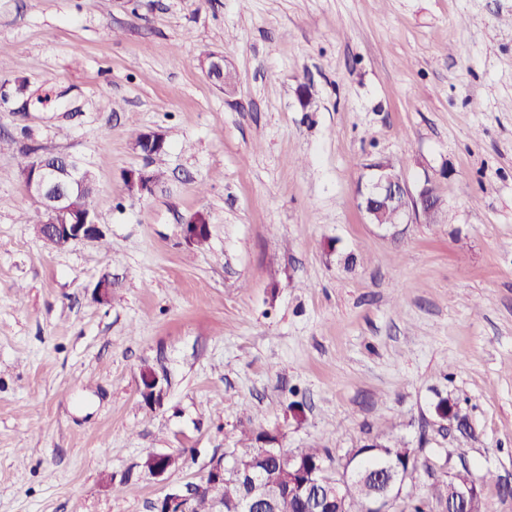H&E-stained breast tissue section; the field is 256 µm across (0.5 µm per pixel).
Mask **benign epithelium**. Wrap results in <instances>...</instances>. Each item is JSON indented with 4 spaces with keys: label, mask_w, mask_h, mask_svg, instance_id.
<instances>
[{
    "label": "benign epithelium",
    "mask_w": 512,
    "mask_h": 512,
    "mask_svg": "<svg viewBox=\"0 0 512 512\" xmlns=\"http://www.w3.org/2000/svg\"><path fill=\"white\" fill-rule=\"evenodd\" d=\"M207 76L221 89L234 85V73L224 67V56L213 53L203 61ZM34 161L24 176V187L27 194L36 200L42 212V221L37 225L39 235H53L61 246L72 243L94 240L102 233L95 220V213L81 206L78 194L86 185L87 171L66 154L33 155ZM373 172L368 184L359 191V207L368 216L371 223H380L379 204L389 202L396 212L405 216L417 215L430 207L431 199L427 193V185H422L417 194H412L402 176L389 168L383 161H373L367 165ZM112 290V275H102L95 285L94 297L97 303L104 304L109 300ZM147 381L151 388H140L144 402L152 407L159 406L164 399V388L154 372H149ZM265 456L276 457L284 470L287 485L269 483L259 475L240 469L234 463H226L224 459L215 460L208 472V485L216 489L224 483V476L231 474L239 480L245 489L243 498L232 507L234 512H276L279 497L285 488H290L308 505V512H332V505H337V512H346V503L352 477L344 474L340 479L333 480L327 465L311 464L295 452H287L282 448H264ZM167 458L165 454L147 456L148 472L156 478L166 479L169 470L162 465ZM414 473L406 470L398 462L388 478L382 481L381 488L373 490L369 499L370 512H393L396 503L403 497L408 480ZM195 486L175 489L158 501V512H190L192 496L190 491ZM482 493V480L473 476L466 484L448 487L444 497L437 506V512H456L462 508L464 512H474V507Z\"/></svg>",
    "instance_id": "7a95c632"
}]
</instances>
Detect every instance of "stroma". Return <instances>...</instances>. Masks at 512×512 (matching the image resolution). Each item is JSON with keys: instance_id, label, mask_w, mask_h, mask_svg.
Returning <instances> with one entry per match:
<instances>
[{"instance_id": "obj_1", "label": "stroma", "mask_w": 512, "mask_h": 512, "mask_svg": "<svg viewBox=\"0 0 512 512\" xmlns=\"http://www.w3.org/2000/svg\"><path fill=\"white\" fill-rule=\"evenodd\" d=\"M1 138L0 512H155L246 429L336 468L398 436L418 488L462 462L512 512V0H0ZM30 148L93 172L105 242L37 236ZM380 158L438 187V223L368 222ZM202 66L204 67L207 76L221 89L224 90L234 85L236 77L231 70L224 67L223 55L212 53L205 61H203Z\"/></svg>"}]
</instances>
